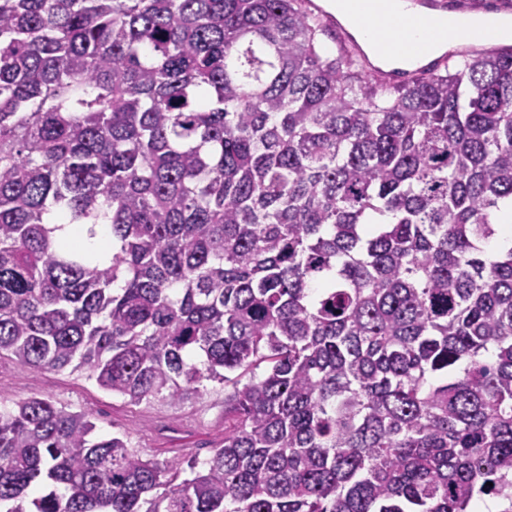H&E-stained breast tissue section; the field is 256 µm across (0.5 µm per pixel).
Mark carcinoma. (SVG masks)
Segmentation results:
<instances>
[{
	"label": "carcinoma",
	"instance_id": "1",
	"mask_svg": "<svg viewBox=\"0 0 512 512\" xmlns=\"http://www.w3.org/2000/svg\"><path fill=\"white\" fill-rule=\"evenodd\" d=\"M324 36L301 0H0V356L231 389L185 468L0 408V512H512V53L393 87ZM96 232V237L89 239L85 225L65 224L56 234L60 243L73 247H86L97 243L105 245L108 241L112 240L111 225L98 224Z\"/></svg>",
	"mask_w": 512,
	"mask_h": 512
}]
</instances>
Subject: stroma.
Masks as SVG:
<instances>
[{
    "label": "stroma",
    "instance_id": "obj_1",
    "mask_svg": "<svg viewBox=\"0 0 512 512\" xmlns=\"http://www.w3.org/2000/svg\"><path fill=\"white\" fill-rule=\"evenodd\" d=\"M32 397L89 414L101 434H124L132 448L161 463L205 460L224 438L222 388L208 389L176 405L132 404L79 373L28 368L0 359V406L10 408Z\"/></svg>",
    "mask_w": 512,
    "mask_h": 512
}]
</instances>
